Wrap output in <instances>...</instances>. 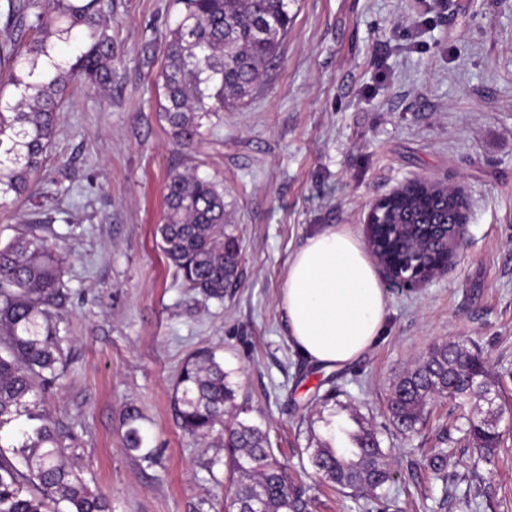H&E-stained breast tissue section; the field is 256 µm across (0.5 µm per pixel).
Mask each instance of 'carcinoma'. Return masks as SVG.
I'll use <instances>...</instances> for the list:
<instances>
[{
  "instance_id": "carcinoma-1",
  "label": "carcinoma",
  "mask_w": 512,
  "mask_h": 512,
  "mask_svg": "<svg viewBox=\"0 0 512 512\" xmlns=\"http://www.w3.org/2000/svg\"><path fill=\"white\" fill-rule=\"evenodd\" d=\"M184 11L169 32L162 71V105L174 141L192 150L202 119L249 97L264 68L277 57L292 22L290 0H179ZM6 31L30 36L0 44V67L12 97L0 94V208L31 193L55 136L57 110L71 85L104 90L112 85V0H0ZM167 210L157 232L161 250L184 284L211 298L224 297L238 273L240 249L224 223V192L210 179L173 171L166 183ZM398 263L409 261L411 242H388ZM63 257L31 228L0 244V512H112L108 496L88 488L69 464L76 449L43 414V394L62 365L53 309L62 296ZM229 373L210 349L193 353L175 382L174 407L185 433L217 438L235 486L222 512H307L308 501L277 458L269 434L231 409ZM495 405L498 381L481 353L460 342L435 345L400 375L389 399L398 430L413 433L426 407L446 397L464 409L472 396ZM355 428L315 438L310 459L323 480L353 495L380 498L391 480L388 453L378 433L355 410ZM463 432L481 458L501 447L499 417L461 414ZM126 411V449L150 464L156 451Z\"/></svg>"
}]
</instances>
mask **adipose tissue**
<instances>
[{
  "mask_svg": "<svg viewBox=\"0 0 512 512\" xmlns=\"http://www.w3.org/2000/svg\"><path fill=\"white\" fill-rule=\"evenodd\" d=\"M295 352L336 367L358 360L380 336L385 293L359 237L328 225L305 238L291 255L280 292Z\"/></svg>",
  "mask_w": 512,
  "mask_h": 512,
  "instance_id": "adipose-tissue-1",
  "label": "adipose tissue"
}]
</instances>
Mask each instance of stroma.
Returning a JSON list of instances; mask_svg holds the SVG:
<instances>
[{"label": "stroma", "instance_id": "stroma-1", "mask_svg": "<svg viewBox=\"0 0 512 512\" xmlns=\"http://www.w3.org/2000/svg\"><path fill=\"white\" fill-rule=\"evenodd\" d=\"M278 58L252 95L204 118L193 151L173 142L156 82L180 13L172 0H112V89L65 98L38 193L0 208V243L35 226L64 259L58 328L64 378L42 405L77 448L73 460L112 512H220L224 451L183 433L172 405L190 353L214 349L235 405L267 427L309 512H512V418L490 461L436 399L416 433L395 429L397 378L437 343L466 341L512 408V0H293ZM224 190L241 259L223 298L186 288L161 251L170 171ZM429 179L462 184L466 241L425 287L385 286L387 321L357 361L327 368L299 356L279 293L288 260L328 224L364 235L371 204ZM357 409L390 450V508L323 484L306 449L322 437L320 401ZM157 463L122 443L126 410ZM451 451L446 480L427 467ZM479 508H463L468 491Z\"/></svg>", "mask_w": 512, "mask_h": 512}]
</instances>
